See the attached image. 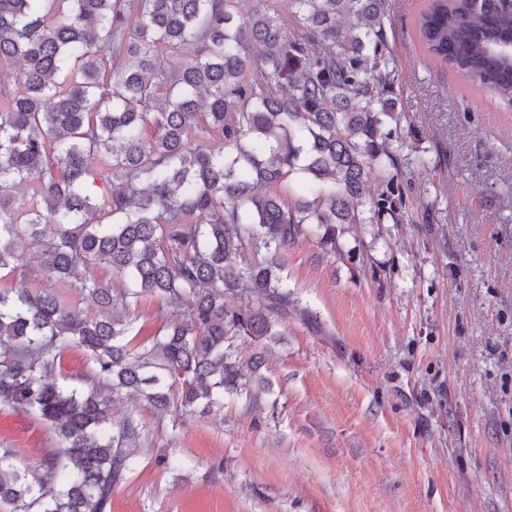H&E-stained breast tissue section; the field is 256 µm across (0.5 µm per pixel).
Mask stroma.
I'll use <instances>...</instances> for the list:
<instances>
[{
	"instance_id": "stroma-1",
	"label": "stroma",
	"mask_w": 512,
	"mask_h": 512,
	"mask_svg": "<svg viewBox=\"0 0 512 512\" xmlns=\"http://www.w3.org/2000/svg\"><path fill=\"white\" fill-rule=\"evenodd\" d=\"M427 4L391 0L385 24L400 223L337 226L332 252L311 234L289 246L311 318L289 315L277 341L237 339L264 357L258 399L225 398L220 420L117 404L147 440L112 512H512V107L428 56ZM170 312L142 297L126 312L133 343ZM57 446L47 423L0 408L16 464Z\"/></svg>"
}]
</instances>
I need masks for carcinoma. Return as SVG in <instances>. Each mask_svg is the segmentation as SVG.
<instances>
[{
    "mask_svg": "<svg viewBox=\"0 0 512 512\" xmlns=\"http://www.w3.org/2000/svg\"><path fill=\"white\" fill-rule=\"evenodd\" d=\"M390 2L288 0L302 24L289 39L265 6L239 21L236 0H0V66L15 72L0 92V271L38 259L86 304L0 287V406L33 413L59 439L34 471L0 451L8 512H109L138 465L142 425L112 418L105 393L163 416L265 389L262 356L245 363L229 340L277 339L294 299L283 263L235 269L230 256L278 255L311 230L334 252L338 224L399 222L395 175L381 178L371 216L363 210L365 184L397 166ZM417 28L437 63L512 103L505 0H430ZM187 46L193 59L164 60ZM210 128L219 149L197 139ZM293 173L312 176L294 200L278 191ZM91 179L110 192L94 194ZM97 265L125 288L87 275ZM146 294L172 311L151 343L133 346L117 309ZM72 345L89 373L59 383Z\"/></svg>",
    "mask_w": 512,
    "mask_h": 512,
    "instance_id": "cac0c4a2",
    "label": "carcinoma"
}]
</instances>
